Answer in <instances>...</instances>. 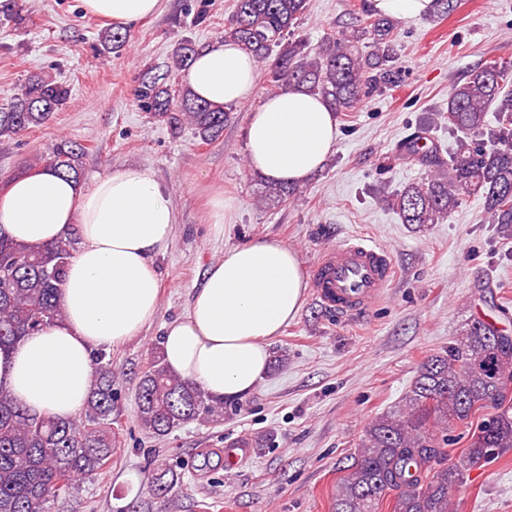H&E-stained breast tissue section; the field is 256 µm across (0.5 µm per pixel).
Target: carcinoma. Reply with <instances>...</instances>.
I'll list each match as a JSON object with an SVG mask.
<instances>
[{"instance_id": "cac0c4a2", "label": "carcinoma", "mask_w": 512, "mask_h": 512, "mask_svg": "<svg viewBox=\"0 0 512 512\" xmlns=\"http://www.w3.org/2000/svg\"><path fill=\"white\" fill-rule=\"evenodd\" d=\"M310 0H235L224 24V39L238 43L266 66L272 87L283 81L323 99L333 112H350L374 93L395 83L397 24L371 17L365 25L338 26L311 50L296 36ZM0 15L22 21L16 0L0 4ZM107 52L119 53L127 35L106 30ZM196 48L178 43L167 72L142 80L137 98L149 118L177 130L190 124L208 143L222 134L231 107L195 98L187 88L167 84L168 73L191 62ZM70 97V88L49 74L30 76L22 92L0 107V140L15 139L45 124ZM498 113V126L487 121ZM440 122L463 137L451 151L418 130L385 157L386 166L414 163L426 176L387 200L404 224H440L466 196L483 200L490 224H512V79L509 69L489 61L452 85ZM486 135L493 144L474 140ZM83 149L59 144L46 165L79 179ZM74 240L38 248L0 237V348L20 343L62 316L59 292ZM478 319L463 324L448 352L428 359L410 390L393 410L363 431L355 464L337 486L332 512H379L392 491V512H454L453 490L477 464H490L512 449V340ZM95 375L81 418L31 413L0 389V512H49V503L69 492L82 476L112 463L114 430L112 359L94 352ZM137 418L154 437H165L193 421L224 420V400L189 379L168 372L153 357L140 378ZM493 409L478 421L476 413ZM472 430L460 455L448 456L449 432ZM170 466L151 476L153 491L165 496L174 485Z\"/></svg>"}]
</instances>
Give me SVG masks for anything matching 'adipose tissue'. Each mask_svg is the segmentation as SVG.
Wrapping results in <instances>:
<instances>
[{
    "mask_svg": "<svg viewBox=\"0 0 512 512\" xmlns=\"http://www.w3.org/2000/svg\"><path fill=\"white\" fill-rule=\"evenodd\" d=\"M88 14L123 28L160 13L162 0H82ZM259 63L233 42L199 47L184 81L214 105L249 100ZM338 138L336 115L300 89L268 96L246 128L248 165L267 180L306 181L322 170ZM177 212L150 173L127 167L85 190L45 167L12 180L0 194V236L38 247L78 238L60 290L61 319L0 350V388L37 413L83 410L94 378L93 353L137 336L158 311V255L170 247ZM306 289L294 251L275 239L237 246L209 267L184 318L161 340L169 371L212 396L250 394L265 377L269 346L298 314Z\"/></svg>",
    "mask_w": 512,
    "mask_h": 512,
    "instance_id": "adipose-tissue-1",
    "label": "adipose tissue"
}]
</instances>
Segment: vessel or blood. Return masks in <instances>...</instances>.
Here are the masks:
<instances>
[{"label":"vessel or blood","instance_id":"obj_1","mask_svg":"<svg viewBox=\"0 0 512 512\" xmlns=\"http://www.w3.org/2000/svg\"><path fill=\"white\" fill-rule=\"evenodd\" d=\"M397 277L386 246L351 238L327 248L313 267L311 288L339 319L356 321L385 297Z\"/></svg>","mask_w":512,"mask_h":512}]
</instances>
